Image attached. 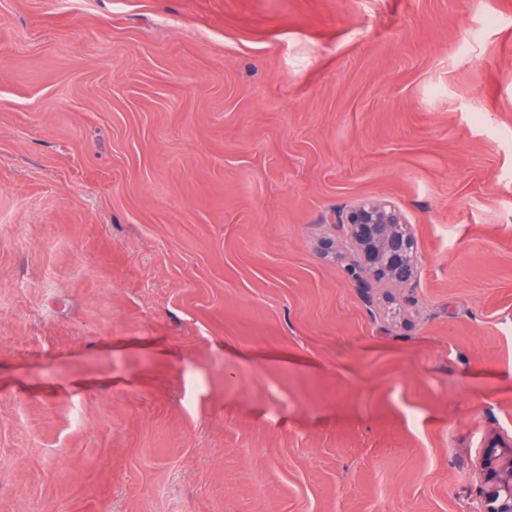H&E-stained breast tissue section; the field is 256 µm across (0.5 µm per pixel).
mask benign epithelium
Returning <instances> with one entry per match:
<instances>
[{"label": "benign epithelium", "instance_id": "benign-epithelium-1", "mask_svg": "<svg viewBox=\"0 0 512 512\" xmlns=\"http://www.w3.org/2000/svg\"><path fill=\"white\" fill-rule=\"evenodd\" d=\"M336 225L358 251L351 268L356 280L408 285L417 274L418 244L400 211L390 202L363 200L339 210ZM480 512H512V447L493 441L478 459Z\"/></svg>", "mask_w": 512, "mask_h": 512}]
</instances>
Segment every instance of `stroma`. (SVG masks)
Masks as SVG:
<instances>
[{"mask_svg":"<svg viewBox=\"0 0 512 512\" xmlns=\"http://www.w3.org/2000/svg\"><path fill=\"white\" fill-rule=\"evenodd\" d=\"M494 440L512 0H0V512H478ZM336 225L345 230L358 251L351 268L355 280L411 284L419 264L418 244L400 211L390 202L363 200L339 210Z\"/></svg>","mask_w":512,"mask_h":512,"instance_id":"35a3bbf8","label":"stroma"}]
</instances>
